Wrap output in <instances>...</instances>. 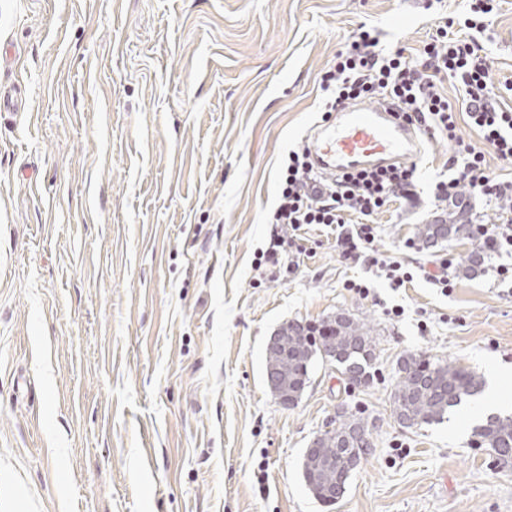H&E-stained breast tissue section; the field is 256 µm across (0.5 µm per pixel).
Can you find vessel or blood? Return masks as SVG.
Returning a JSON list of instances; mask_svg holds the SVG:
<instances>
[{
	"label": "vessel or blood",
	"mask_w": 512,
	"mask_h": 512,
	"mask_svg": "<svg viewBox=\"0 0 512 512\" xmlns=\"http://www.w3.org/2000/svg\"><path fill=\"white\" fill-rule=\"evenodd\" d=\"M317 173L332 177L356 168L393 166L421 151L420 134L401 121L393 105L358 102L318 123L309 145Z\"/></svg>",
	"instance_id": "1"
}]
</instances>
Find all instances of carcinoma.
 Returning <instances> with one entry per match:
<instances>
[{
	"label": "carcinoma",
	"mask_w": 512,
	"mask_h": 512,
	"mask_svg": "<svg viewBox=\"0 0 512 512\" xmlns=\"http://www.w3.org/2000/svg\"><path fill=\"white\" fill-rule=\"evenodd\" d=\"M461 203L448 209V219L434 224H419L417 238L426 243L450 241L468 233L471 209ZM485 252L475 251L461 266L460 272L473 276L482 269ZM321 333L315 335L299 321L288 324L286 332L288 359L276 366L288 372L289 388L305 389L310 381L314 360L320 355V344L327 338L336 339V363L344 366L348 380L362 381L374 359V327L369 322L353 319L343 313L320 323ZM480 376L467 371L455 359H432L425 355L408 354L398 363L397 381L392 392L393 414L399 424L411 428L440 422L448 411L459 406L463 398L472 396L482 387ZM368 431L367 421L343 411L331 422V429L320 433L317 447L304 454L302 475L308 486L332 485L336 498H341L354 472L352 450L364 447L359 433ZM479 448H489L504 461L512 460V415H495L475 429Z\"/></svg>",
	"instance_id": "1"
}]
</instances>
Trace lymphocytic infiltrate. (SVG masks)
I'll return each mask as SVG.
<instances>
[{"label": "lymphocytic infiltrate", "mask_w": 512, "mask_h": 512, "mask_svg": "<svg viewBox=\"0 0 512 512\" xmlns=\"http://www.w3.org/2000/svg\"><path fill=\"white\" fill-rule=\"evenodd\" d=\"M468 10L455 28H437L417 58L403 49H381L375 29L361 27L347 51L338 53L334 64L323 73L320 88L325 108L385 98L399 110L401 120L421 135L446 138L449 176L437 181L433 199L454 200L461 188L500 211L512 212V178L490 172L484 151L466 141L458 126L466 115L487 148L504 163H512V108L504 107L491 82V58L481 41L489 24L493 0H467ZM452 92H445L443 82ZM415 165L363 170L336 178L318 175L308 150H292L284 166L278 202L271 221L277 230L260 262L284 266L286 273L298 267L302 247L295 233L302 226L320 224L336 233L341 258L363 261L375 277L397 289L413 275L400 262L381 259L379 214L402 201L416 204Z\"/></svg>", "instance_id": "f902f5d3"}]
</instances>
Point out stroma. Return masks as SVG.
Returning a JSON list of instances; mask_svg holds the SVG:
<instances>
[{"mask_svg": "<svg viewBox=\"0 0 512 512\" xmlns=\"http://www.w3.org/2000/svg\"><path fill=\"white\" fill-rule=\"evenodd\" d=\"M465 0H0V512H512V463L475 445L474 408L512 412V281L475 238L406 249L439 210L447 139L417 159L420 202L378 215L382 252L447 260L453 286L390 288L303 227L294 274L261 278L282 168L321 119L320 79L360 25L417 56ZM492 81L512 77L496 0ZM370 279L368 296L346 286ZM401 316H391V309ZM377 330L373 378L316 364L282 408L265 349L337 313ZM484 380L441 423L391 411L399 359ZM373 451L333 505L302 477L342 409Z\"/></svg>", "mask_w": 512, "mask_h": 512, "instance_id": "1", "label": "stroma"}]
</instances>
